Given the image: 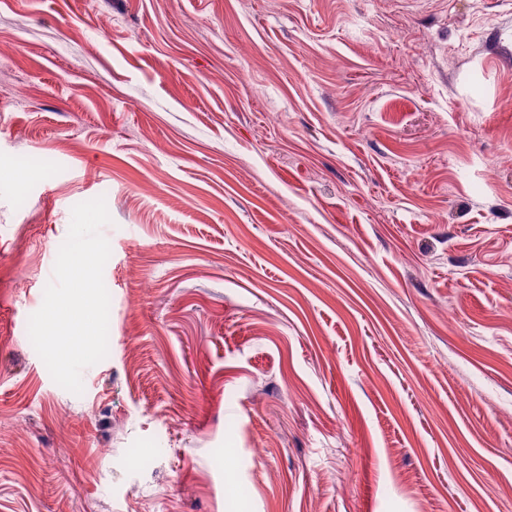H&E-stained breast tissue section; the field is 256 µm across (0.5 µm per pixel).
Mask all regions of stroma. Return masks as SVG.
I'll list each match as a JSON object with an SVG mask.
<instances>
[{
	"instance_id": "stroma-1",
	"label": "stroma",
	"mask_w": 512,
	"mask_h": 512,
	"mask_svg": "<svg viewBox=\"0 0 512 512\" xmlns=\"http://www.w3.org/2000/svg\"><path fill=\"white\" fill-rule=\"evenodd\" d=\"M4 166L0 512H512V0H0Z\"/></svg>"
}]
</instances>
